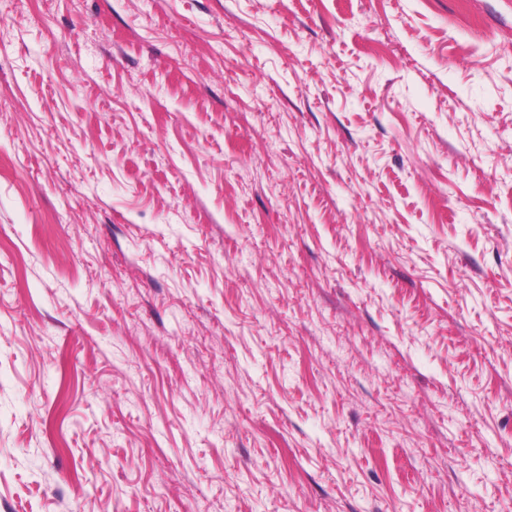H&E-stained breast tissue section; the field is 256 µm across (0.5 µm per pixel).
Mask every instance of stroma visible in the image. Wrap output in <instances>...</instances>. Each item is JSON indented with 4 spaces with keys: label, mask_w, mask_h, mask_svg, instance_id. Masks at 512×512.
Returning a JSON list of instances; mask_svg holds the SVG:
<instances>
[{
    "label": "stroma",
    "mask_w": 512,
    "mask_h": 512,
    "mask_svg": "<svg viewBox=\"0 0 512 512\" xmlns=\"http://www.w3.org/2000/svg\"><path fill=\"white\" fill-rule=\"evenodd\" d=\"M512 0H0V512H500Z\"/></svg>",
    "instance_id": "35a3bbf8"
}]
</instances>
